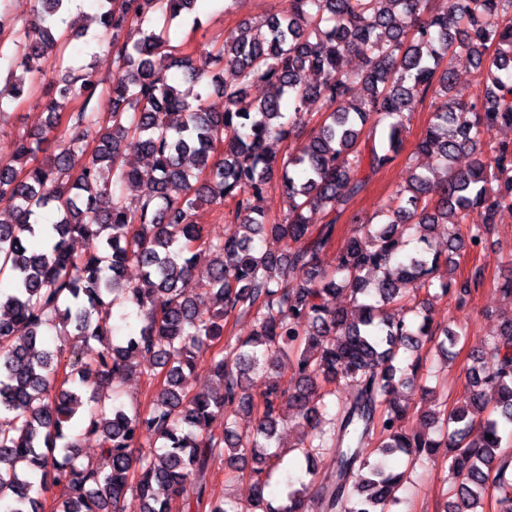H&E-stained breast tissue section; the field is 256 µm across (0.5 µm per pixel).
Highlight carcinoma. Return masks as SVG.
<instances>
[{
	"label": "carcinoma",
	"instance_id": "obj_1",
	"mask_svg": "<svg viewBox=\"0 0 512 512\" xmlns=\"http://www.w3.org/2000/svg\"><path fill=\"white\" fill-rule=\"evenodd\" d=\"M34 2L52 24L30 31L0 12V36L7 27L13 34L0 58L21 68L0 88V114L38 75L66 62V30L57 23L74 26L65 18L71 0ZM96 2L117 63L112 80L87 71L50 86L54 149L40 162L44 139L23 134L13 157L0 160V204L14 215L0 224V276L11 281L0 291L7 512H44L33 495L37 476L42 487L62 489L52 512H171L178 501L184 512L193 502L204 512H389L401 474L388 459L440 453L453 478L441 512H484L488 498L498 512H512V316L491 342L495 364L468 369L452 408L424 378L430 356L464 340L433 326L430 301H462L482 284L478 270L456 275L460 259L482 248L501 209H512V145L492 139L495 129L512 127V0H448L443 11L431 0H295L291 14L243 23L196 58L172 48L171 76L152 57L196 0ZM347 53L362 56L360 70L342 69ZM461 57L484 77L483 95L469 102L453 95V61ZM226 67L237 82L221 80ZM309 73L317 80H306ZM206 76L223 86L220 112L206 105ZM256 84L267 87L261 99L250 96ZM102 95L112 103L104 122L90 109ZM424 104L431 118L416 152L435 158L433 177L417 174L392 191L377 223L353 215L335 268L325 269L319 255L337 220L403 152L408 114ZM308 125L298 150L269 151L271 139ZM128 147L150 156L151 167H129ZM466 151L474 162L458 171L453 159ZM275 179L287 211L271 223L261 202ZM204 204L228 208L223 238H208L197 223ZM316 210L324 223L309 222ZM475 210L483 223H469ZM438 224L446 254L424 235ZM267 234L284 242L281 253L255 248V237ZM28 237L41 239V251L28 250ZM78 238L86 244L80 254ZM200 248L210 254L205 293L214 307L206 310L192 293ZM131 264L142 270L134 284L123 279ZM339 290L352 310L329 307ZM118 300L137 309L141 326L114 344ZM234 315L250 319V335L225 334ZM68 326L75 342L100 345L92 357L74 351L67 364L58 360L46 334ZM205 350L219 389L193 392L189 380ZM273 355L291 360L288 390L277 370L254 396L247 383L268 373ZM135 370L158 383L146 412L109 403L102 390ZM346 386L348 402L327 417V400ZM400 388L429 400L420 431L403 429L410 403L389 398ZM288 411L296 438L286 443ZM244 415L255 419L248 431L239 430ZM216 418L224 420L220 434L210 429ZM375 433L379 457L371 463L360 447ZM83 436L99 438L97 461L80 460ZM278 448L299 451L305 472L287 476L276 504L265 488L283 460ZM318 454L336 462L321 481ZM215 457L224 458L225 476L249 474L248 504L205 498Z\"/></svg>",
	"mask_w": 512,
	"mask_h": 512
}]
</instances>
